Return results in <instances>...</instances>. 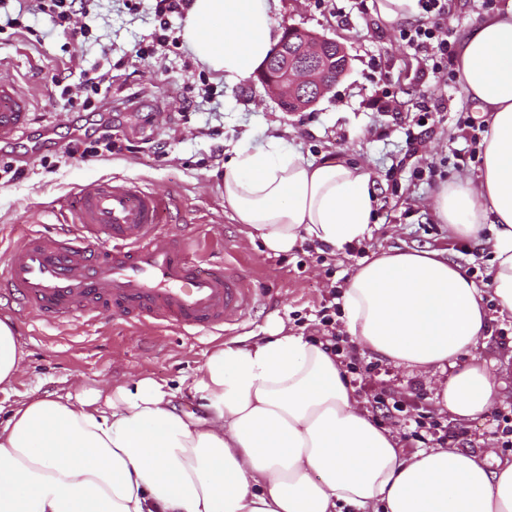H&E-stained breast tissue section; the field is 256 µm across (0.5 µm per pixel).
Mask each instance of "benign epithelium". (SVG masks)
I'll list each match as a JSON object with an SVG mask.
<instances>
[{"label": "benign epithelium", "instance_id": "1", "mask_svg": "<svg viewBox=\"0 0 512 512\" xmlns=\"http://www.w3.org/2000/svg\"><path fill=\"white\" fill-rule=\"evenodd\" d=\"M350 58L335 40L289 27L285 39L256 71L258 80L286 112L315 106L347 74Z\"/></svg>", "mask_w": 512, "mask_h": 512}]
</instances>
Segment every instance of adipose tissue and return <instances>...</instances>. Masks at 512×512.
<instances>
[{"mask_svg": "<svg viewBox=\"0 0 512 512\" xmlns=\"http://www.w3.org/2000/svg\"><path fill=\"white\" fill-rule=\"evenodd\" d=\"M277 0H192L185 39L225 79L251 75L275 42ZM458 77L487 114L478 180L456 176L431 207L453 237L496 227L490 274L512 317V5L462 37ZM231 219L281 255L370 237L376 198L359 164L309 160L270 138L224 166ZM349 336L395 366L450 370L435 397L453 418L486 413L501 381L475 350L490 316L461 265L437 251L392 249L360 264L342 292ZM24 352L0 319V391ZM193 391L199 411L177 408ZM0 512H512V460L456 448L399 451L360 410L338 356L276 322L245 346L213 349L178 386L149 376L31 393L0 426Z\"/></svg>", "mask_w": 512, "mask_h": 512, "instance_id": "1", "label": "adipose tissue"}]
</instances>
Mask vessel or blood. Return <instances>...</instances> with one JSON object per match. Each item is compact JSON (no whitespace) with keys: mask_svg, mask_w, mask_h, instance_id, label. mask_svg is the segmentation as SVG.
<instances>
[{"mask_svg":"<svg viewBox=\"0 0 512 512\" xmlns=\"http://www.w3.org/2000/svg\"><path fill=\"white\" fill-rule=\"evenodd\" d=\"M31 100L0 79V142L27 131ZM165 198L123 180L81 186L66 233L28 235L9 253L0 283L47 323L113 314L185 336L222 332L255 302L247 279L204 252L189 255L180 225L166 224Z\"/></svg>","mask_w":512,"mask_h":512,"instance_id":"1","label":"vessel or blood"}]
</instances>
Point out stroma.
I'll use <instances>...</instances> for the list:
<instances>
[{"mask_svg": "<svg viewBox=\"0 0 512 512\" xmlns=\"http://www.w3.org/2000/svg\"><path fill=\"white\" fill-rule=\"evenodd\" d=\"M273 21L278 33L294 26L336 39L350 56L348 74L308 110L281 111L261 83L224 80L197 64L185 46L140 57L139 43L156 27L153 0H141L134 13L118 9L115 0H95L85 19L90 36L78 44L62 35L36 42L35 32L49 27L42 16L33 19V33L0 31V78L13 79L33 99L29 130L0 144V156L22 172L20 179L0 183V268L10 248L30 233L54 232L69 223L78 185L116 177L165 195L164 223L218 240L212 261L234 264L256 290L241 323L221 335L187 337L109 316L46 327L0 289V318H10L26 353L11 388L0 392V408L9 409L34 389L61 394L80 381L103 386L146 374L174 385L199 373L216 345L263 335L279 318L295 332L321 337L322 310L332 288H343L364 259L393 248L437 250L470 269L475 282L487 277L493 226L484 225L476 239L449 236L431 209L438 182L411 178L417 166L448 178L478 177V164L465 158L471 145L457 124L473 112L460 83L438 86L430 61L401 40L398 25L376 19L369 0H278ZM91 69L112 72L109 110L99 117L67 110L59 100V84L77 83L81 71ZM388 90L396 103L377 108ZM420 101L428 109L421 127L413 121ZM99 120L111 128L115 150L71 155L74 143ZM411 135L422 140L412 156L406 145ZM273 136L306 158L335 156L368 168L376 190L375 225L360 248L334 253L308 243L269 256L260 239L249 238L245 227L230 219L221 188L225 163L239 143L259 147ZM476 354L506 383L484 415L452 419L434 399L437 376L407 374L372 353L371 371L354 384L357 399L366 408L384 391L403 401L404 416L390 424L403 453L419 449L412 432L425 413L457 433L459 450L492 461L511 456L502 430L504 415L512 413V320H493Z\"/></svg>", "mask_w": 512, "mask_h": 512, "instance_id": "1", "label": "stroma"}]
</instances>
